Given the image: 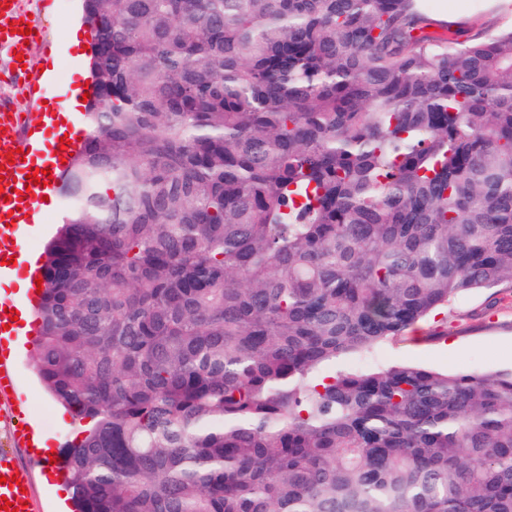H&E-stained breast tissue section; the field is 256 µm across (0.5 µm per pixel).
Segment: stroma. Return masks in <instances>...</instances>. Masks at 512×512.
Here are the masks:
<instances>
[{"label": "stroma", "instance_id": "stroma-1", "mask_svg": "<svg viewBox=\"0 0 512 512\" xmlns=\"http://www.w3.org/2000/svg\"><path fill=\"white\" fill-rule=\"evenodd\" d=\"M37 14L41 33L32 43L17 47L0 45V97L20 102L9 82L17 58H24L32 76L52 72L48 88L53 103L64 102L70 88L78 85L88 69L85 48H67L68 25L78 26L83 35L92 30L82 21L80 0H29ZM426 10L435 18L457 22L459 35L512 19L502 0H427ZM18 391L25 397L30 418L53 448L75 440L80 426L63 417V409L47 393L36 369V350L25 342L17 351ZM377 368L396 363H413L429 370L457 373L476 366L488 373L512 370V287L468 294L444 313L416 323L400 341H387L371 353L345 355L330 363L328 372L345 373L358 363Z\"/></svg>", "mask_w": 512, "mask_h": 512}]
</instances>
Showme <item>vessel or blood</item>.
<instances>
[{"label":"vessel or blood","mask_w":512,"mask_h":512,"mask_svg":"<svg viewBox=\"0 0 512 512\" xmlns=\"http://www.w3.org/2000/svg\"><path fill=\"white\" fill-rule=\"evenodd\" d=\"M22 0H0V38L24 43L23 35L11 33L10 23L21 18ZM54 112H25L11 103L0 104V186L10 190V200L0 199V217L10 210L20 208L26 212L41 211L45 200H56L60 194L59 180H52L45 187L31 184L28 178L30 169L39 168L59 171L62 168L61 156L77 153L81 142L77 133H69L68 144H61V134ZM22 148L23 156L15 162H8L10 149ZM13 230L0 224V280L15 275L28 280L41 277L40 266L31 264L30 252L12 240ZM0 471L16 476L15 486L0 484V496H6L16 505L18 512H34L33 497L27 489L32 485L30 470L17 467L9 454L0 451Z\"/></svg>","instance_id":"obj_1"}]
</instances>
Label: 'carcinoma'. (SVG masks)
<instances>
[{"instance_id": "obj_1", "label": "carcinoma", "mask_w": 512, "mask_h": 512, "mask_svg": "<svg viewBox=\"0 0 512 512\" xmlns=\"http://www.w3.org/2000/svg\"><path fill=\"white\" fill-rule=\"evenodd\" d=\"M423 2L82 0L34 309L74 512H512V371L322 374L512 285V25ZM65 197H61L59 205L46 213L44 217V223L47 224V234L45 236H38L37 240L31 241L28 246L30 249L35 250L43 254L44 257V250L46 243L55 235L57 230V224L60 221L62 211L65 206Z\"/></svg>"}]
</instances>
